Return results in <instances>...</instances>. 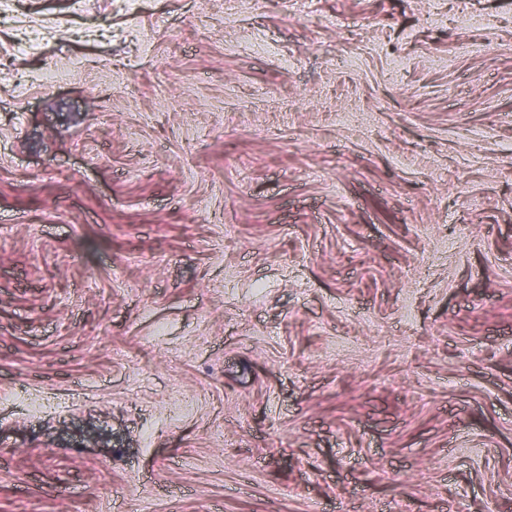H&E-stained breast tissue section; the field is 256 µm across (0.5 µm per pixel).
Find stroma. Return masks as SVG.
<instances>
[{"instance_id":"obj_1","label":"stroma","mask_w":512,"mask_h":512,"mask_svg":"<svg viewBox=\"0 0 512 512\" xmlns=\"http://www.w3.org/2000/svg\"><path fill=\"white\" fill-rule=\"evenodd\" d=\"M10 7L0 512H512V0Z\"/></svg>"}]
</instances>
